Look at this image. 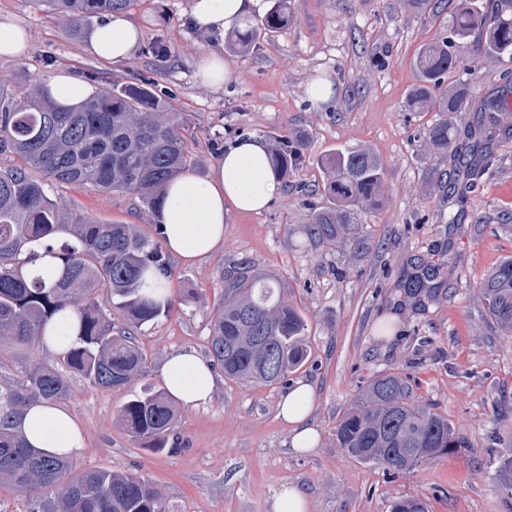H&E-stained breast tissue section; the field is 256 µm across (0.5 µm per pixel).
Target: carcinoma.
Here are the masks:
<instances>
[{
    "label": "carcinoma",
    "mask_w": 512,
    "mask_h": 512,
    "mask_svg": "<svg viewBox=\"0 0 512 512\" xmlns=\"http://www.w3.org/2000/svg\"><path fill=\"white\" fill-rule=\"evenodd\" d=\"M268 2L264 17L246 19L229 47L250 46L288 26L289 0ZM36 3L67 18L69 37L79 39L92 19L124 11L132 0ZM476 32L484 53L507 55L512 62V0H501L491 15L471 7V0H460L451 19L453 41L443 37L417 56L420 84L408 104L416 112L444 115L426 132L437 150L448 149L462 135L475 139L472 148H488L497 129L493 113L509 105L502 99L478 101L462 86L436 94L456 65L450 48ZM465 110L490 113L488 133L478 126L462 132L446 119ZM185 122L184 113L173 111L147 77L102 88L74 111L40 98L35 86L20 96L12 81L0 79V154L19 159L0 168V345L33 347L61 311L71 308L76 314L75 339L57 354V366L34 362L19 387L0 389V479L23 493L51 492L36 512H165L158 491L140 476L106 470L75 474L69 459L34 453L14 419L28 405L65 399L67 372L104 389L144 374L147 360L132 330L169 314L173 301L152 277H172L160 227L151 237L132 224L102 223L74 212L51 197L48 185L29 170L41 171L57 187L89 184L106 193L132 194L155 214L168 181L197 164L182 135ZM266 137L274 142V170L284 178L302 162L305 136L268 132ZM321 166L329 175L331 202L309 205L307 234L328 244L353 240L360 214L381 202L383 164L367 149L338 148ZM45 257L56 265L49 283L34 271ZM478 292L487 315L512 339V256L484 274ZM114 312L122 324L112 321ZM307 339L306 321L278 281L247 263L227 278L224 303L208 337L209 354L225 378L263 385L283 381L304 363ZM120 419L131 437L161 451L176 428V409L172 397L152 392L126 402ZM335 436L336 447L348 457L395 474L460 444L448 417L414 399L397 373L380 375L362 390L338 421ZM497 477L502 487H512V455L499 459ZM390 512H427V505L403 498L392 503Z\"/></svg>",
    "instance_id": "obj_1"
}]
</instances>
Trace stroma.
<instances>
[{
  "label": "stroma",
  "mask_w": 512,
  "mask_h": 512,
  "mask_svg": "<svg viewBox=\"0 0 512 512\" xmlns=\"http://www.w3.org/2000/svg\"><path fill=\"white\" fill-rule=\"evenodd\" d=\"M191 0H138L126 10L143 38L127 61L91 56L63 18L34 0H0V23L29 34L26 54L0 57V77L18 89L66 73L99 89L152 78L185 113L183 136L209 175L237 139L270 131L305 133V160L259 213L229 212L224 246L195 264L172 260L169 315L139 328L147 371L125 386L100 389L68 374L60 405L80 425L84 450L75 472L134 473L160 492L165 512H266L282 486L303 489L309 512H390L401 497L429 512H512L496 467L512 442V340L486 314L478 293L485 271L512 255V137L491 145L464 193L453 192L449 153L432 148L426 130L435 111L410 109L419 82L420 48L450 32V11L422 13L407 0H290L292 22L247 49L226 50L225 36L193 26ZM230 66L223 88L196 77L204 50ZM508 60L469 39L449 73L476 98L512 102ZM333 82L331 106L316 109L310 83ZM343 147L369 149L384 166L383 203L361 215L359 240L340 246L306 234L305 199L328 202L321 158ZM67 207L95 219L153 233L155 215L126 193L85 185L59 191ZM242 261L276 278L308 325V355L287 381L270 386L217 376L211 399L179 407L164 451L131 438L119 418L134 395L162 389L168 357L194 350L208 358L213 316L224 280ZM421 280L417 295L406 284ZM51 365L52 352L0 349V386H17L31 359ZM409 377L415 399L447 416L462 441L453 452L393 474L360 464L337 448L336 425L374 376ZM313 389L310 421L320 434L310 452L290 445L291 427L277 416L288 387Z\"/></svg>",
  "instance_id": "35a3bbf8"
}]
</instances>
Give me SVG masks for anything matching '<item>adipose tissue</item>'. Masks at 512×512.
I'll return each instance as SVG.
<instances>
[{
    "label": "adipose tissue",
    "instance_id": "1",
    "mask_svg": "<svg viewBox=\"0 0 512 512\" xmlns=\"http://www.w3.org/2000/svg\"><path fill=\"white\" fill-rule=\"evenodd\" d=\"M265 8L266 0H192L190 16L200 30H226L245 16L263 15ZM142 37L138 27L116 14L94 29L90 48L100 60L120 63L132 56ZM280 188L263 139L249 136L236 140L210 177L186 171L165 186L160 200L165 250L182 263H196L223 246L228 209L261 211ZM162 378L169 394L189 408L211 397L216 380L211 366L192 350L172 355L163 366ZM311 407L312 389L305 382L296 383L281 398L279 413L292 427L293 449L310 451L318 443V431L309 421ZM18 426L39 452L74 456L86 444L75 419L53 403L27 406Z\"/></svg>",
    "mask_w": 512,
    "mask_h": 512
}]
</instances>
